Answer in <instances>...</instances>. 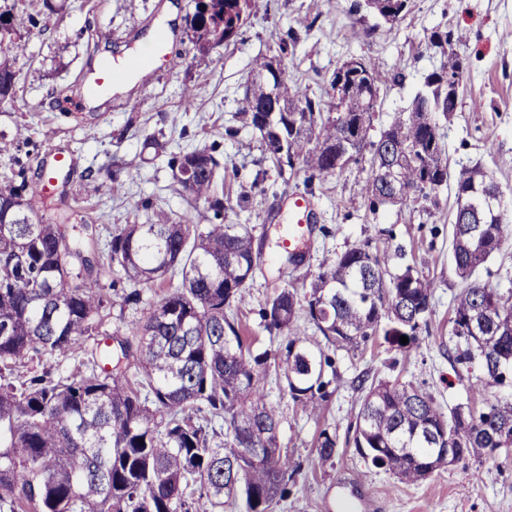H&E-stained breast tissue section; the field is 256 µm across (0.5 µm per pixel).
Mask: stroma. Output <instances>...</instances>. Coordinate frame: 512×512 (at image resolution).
Instances as JSON below:
<instances>
[{"label":"stroma","instance_id":"1","mask_svg":"<svg viewBox=\"0 0 512 512\" xmlns=\"http://www.w3.org/2000/svg\"><path fill=\"white\" fill-rule=\"evenodd\" d=\"M20 19L19 34L29 42L27 56L15 64L17 96L0 104V180L12 176L16 159L29 158L38 169L50 149L75 160L69 179L56 194L59 204L77 209L108 240L116 224L155 222L156 212L175 218L189 209L174 183L166 159H150L143 144L155 135L171 149L220 142L224 157V195L233 210L231 222L251 224L263 243L262 270L251 288V301L241 316L248 335L262 347L280 350L285 337L264 332L257 311L283 283L300 287L317 274L327 257L357 241L371 240L374 249L394 253V268L412 267L434 283L433 314L415 342L399 347L377 333L358 351H337L336 390L320 415L301 411L276 377L265 382L267 403L281 415L280 441L298 469L289 481L287 499L273 512H365L370 495L379 512H512V450L482 459L467 458L436 471L415 485L373 467L354 445V422L363 393L356 378L410 383L448 407L468 402V387L479 367L453 365L448 334L454 297L464 286L448 246L447 233L431 235L428 210L447 216L453 188H441L434 200L389 208L373 217L362 188L368 163L350 164L323 181L306 184L300 172L279 171L262 149L258 135L236 115V101L249 78V63L260 53L273 55L288 31L299 37L293 54L284 58L288 79L306 87L310 96L326 98L330 80L344 61L371 58L384 76L382 108L375 113V133L390 125L395 110L405 106L422 77L437 69L440 57L429 47L431 31L466 33L460 52L465 71L458 110L441 121L444 157L451 175L481 165L512 204V0H409L404 17L390 25L353 8V0H270L268 13L250 18L239 37L208 53L198 52L188 38L196 0H8ZM37 15L31 28L28 15ZM112 31L111 45L88 39L89 24ZM167 30L170 61L150 60L148 72L130 90L114 89L102 103L81 113L57 111V94L65 88L82 93V85L110 57L127 58L143 51L148 34ZM194 85L196 106L180 107L184 85ZM140 103L131 111L130 100ZM27 126L32 147L18 145L17 126ZM238 127L235 138L224 136ZM123 169L111 178L113 162ZM312 196L317 229L303 246L305 260L287 262L279 227L287 223L286 198ZM151 209H143L142 201ZM105 328L116 331L140 316L144 304L158 302L163 289H143L139 304L125 303L122 290H111ZM335 433L337 451L322 461L315 451L320 429Z\"/></svg>","mask_w":512,"mask_h":512}]
</instances>
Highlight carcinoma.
Here are the masks:
<instances>
[{"label": "carcinoma", "instance_id": "carcinoma-1", "mask_svg": "<svg viewBox=\"0 0 512 512\" xmlns=\"http://www.w3.org/2000/svg\"><path fill=\"white\" fill-rule=\"evenodd\" d=\"M354 6L393 24L408 0ZM263 9L269 0L199 2L191 41L207 53ZM463 40L451 29L430 33L428 43L444 62L383 132L402 152L406 191L398 198L389 197L376 172L386 147L370 137L382 105V76L371 58H358L359 70L336 69L325 105L285 76L262 78L271 56L260 54L236 114L259 133L276 167L304 172L309 184L370 154L364 200L374 215L426 200L448 184L435 114L457 112L459 90L448 86V75L463 69L456 50ZM27 51L11 10L0 9V103L15 97L14 62ZM273 102L279 111H266ZM144 147L167 157L191 210L173 222L119 225L103 252L95 226L76 234L75 225L46 218L26 165L0 181V202L10 204L0 209V512H222L226 503L237 512H272L288 497L290 460L279 444L281 419L265 402L266 377L283 376L293 403L314 414L336 381L332 352L359 350L385 322L406 323L413 340L432 314L433 282L409 266L391 272V255L366 240L323 262L307 287L286 285L268 297L258 311L261 326L288 340L275 356L253 347L236 316L249 304L261 248L251 225L226 223L220 144L174 152L150 136ZM455 185L452 252L467 284L454 298L448 335L455 363L481 369L470 385L481 395L491 384L512 383V295L474 278L512 241V210L480 165L461 169ZM107 273L112 285L129 288L126 303H139L144 287L170 292L124 324L125 338L96 344L89 374L56 380L35 371L14 384L16 365L68 356L89 338L106 336ZM301 310L325 344L294 328ZM359 387L355 446L406 483L445 467L450 452L479 459L512 447L511 398L445 410L411 384L363 376ZM217 419L224 421L222 437ZM315 448L332 460L336 435L321 429Z\"/></svg>", "mask_w": 512, "mask_h": 512}]
</instances>
